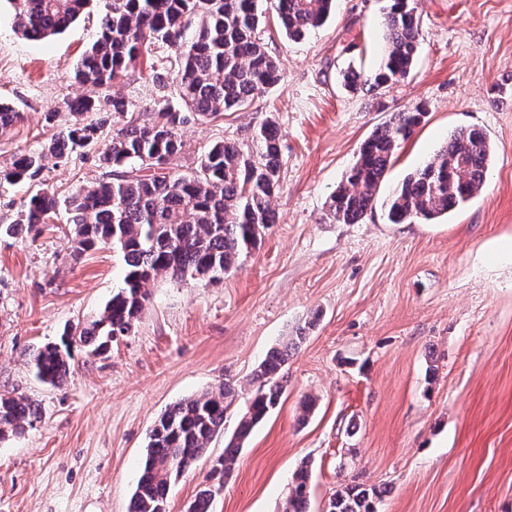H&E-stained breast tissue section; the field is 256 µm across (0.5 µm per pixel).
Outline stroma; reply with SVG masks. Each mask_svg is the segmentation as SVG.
Here are the masks:
<instances>
[{
  "label": "stroma",
  "mask_w": 512,
  "mask_h": 512,
  "mask_svg": "<svg viewBox=\"0 0 512 512\" xmlns=\"http://www.w3.org/2000/svg\"><path fill=\"white\" fill-rule=\"evenodd\" d=\"M387 0H336L326 24L288 40L274 17L258 30L282 81L238 112L181 126L193 168L218 140L249 145L274 123L283 157L279 218L218 284L161 276L132 332L102 355L75 350L62 387L32 375L27 354L95 316L121 283L112 247L73 256L66 209L33 237L0 236V395H25L36 422L0 441V512H128L155 421L173 404L228 382L239 395L196 465L172 483L186 512L224 453L258 363L319 313L284 367L287 390L253 430L212 512H280L291 475L311 464L309 512L345 484L379 487L378 512H512V0H421V49L410 76L377 96L344 88L348 64L372 73ZM103 0L63 33L30 41L0 0V102L23 116L0 137V165L63 126L64 101L90 94L74 73L99 38ZM174 53L152 44L113 90L146 112L180 107L155 71ZM428 114L402 144L356 224L330 193L363 141L392 112ZM478 126L495 149L482 191L438 225L389 224L384 201L450 136ZM99 145L47 158L28 184L0 185V224L37 190L66 200L101 179ZM314 412L300 421L304 396Z\"/></svg>",
  "instance_id": "1"
}]
</instances>
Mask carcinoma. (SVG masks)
I'll return each mask as SVG.
<instances>
[{"instance_id": "obj_1", "label": "carcinoma", "mask_w": 512, "mask_h": 512, "mask_svg": "<svg viewBox=\"0 0 512 512\" xmlns=\"http://www.w3.org/2000/svg\"><path fill=\"white\" fill-rule=\"evenodd\" d=\"M15 27L29 40L59 34L74 23L90 0H8ZM335 0H109L101 34L82 55L75 79L96 89L94 97L66 103L70 123L39 150L15 156L0 166V184L30 182L40 175L47 155L58 159L97 143L103 128L112 138L100 156L105 172L94 185L69 196L72 242L83 253L110 245L124 261L122 284L95 317L65 329L59 340L32 351L30 364L40 381L63 385L69 360L78 348L101 355L115 339L129 335L160 275L216 284L257 248L277 223L274 198L283 167L279 133L271 123L256 131L253 147L217 141L200 152L196 166L184 171L185 150L179 128L185 115L166 103L148 117L133 118L132 104L111 93L113 82L142 54L162 43L174 51L175 93L199 120L216 119L245 109L281 80L279 64L256 32L265 13H276L290 40L321 27ZM416 0H390L382 17L386 46L379 68L362 75L347 67L343 85L352 92L374 91L407 78L420 51L421 22ZM426 106L417 103L391 113L364 141L359 157L330 197L338 224H357L373 209L376 190L401 145L424 121ZM22 114L0 103V136L20 123ZM493 146L478 127L454 133L447 143L409 174L386 202L393 224L433 221L481 191ZM59 199L38 190L31 194L16 223L0 227L12 235L24 229L35 236L56 215ZM316 319L287 336L258 364L253 390L231 439L211 469L215 483L201 489L188 512H210L211 503L234 470L239 451L253 429L278 405L286 390L283 368ZM235 388L217 389L184 399L160 415L149 436L145 462L130 512H167L171 481L204 455L224 431V413ZM26 396L0 397V439L37 418ZM311 469L302 463L292 476L281 512H309ZM383 490L347 484L329 499V512H375Z\"/></svg>"}]
</instances>
